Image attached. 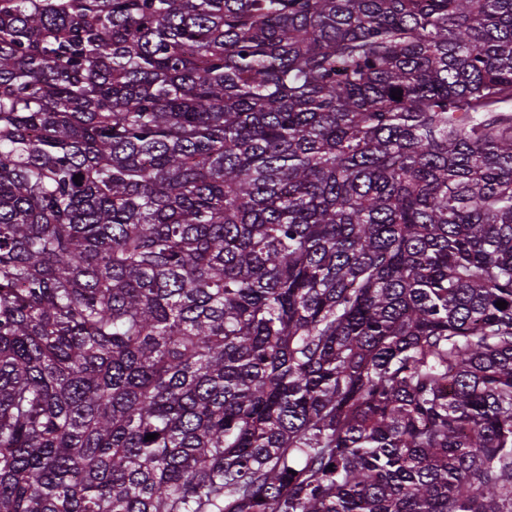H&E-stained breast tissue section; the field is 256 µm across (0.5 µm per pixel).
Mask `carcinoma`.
<instances>
[{
  "label": "carcinoma",
  "instance_id": "1",
  "mask_svg": "<svg viewBox=\"0 0 512 512\" xmlns=\"http://www.w3.org/2000/svg\"><path fill=\"white\" fill-rule=\"evenodd\" d=\"M0 512H512V0H0Z\"/></svg>",
  "mask_w": 512,
  "mask_h": 512
}]
</instances>
